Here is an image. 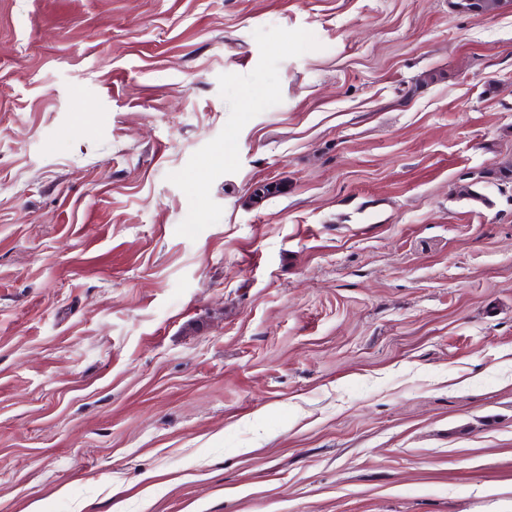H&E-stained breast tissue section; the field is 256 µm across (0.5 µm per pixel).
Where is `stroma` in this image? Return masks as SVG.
Instances as JSON below:
<instances>
[{
    "instance_id": "1",
    "label": "stroma",
    "mask_w": 512,
    "mask_h": 512,
    "mask_svg": "<svg viewBox=\"0 0 512 512\" xmlns=\"http://www.w3.org/2000/svg\"><path fill=\"white\" fill-rule=\"evenodd\" d=\"M510 161L512 4L0 0V512H512Z\"/></svg>"
}]
</instances>
